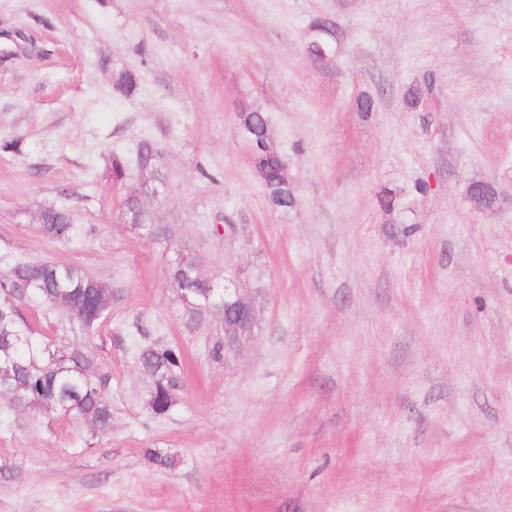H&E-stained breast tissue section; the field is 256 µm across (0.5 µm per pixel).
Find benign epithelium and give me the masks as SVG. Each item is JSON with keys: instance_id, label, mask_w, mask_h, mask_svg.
<instances>
[{"instance_id": "7a95c632", "label": "benign epithelium", "mask_w": 512, "mask_h": 512, "mask_svg": "<svg viewBox=\"0 0 512 512\" xmlns=\"http://www.w3.org/2000/svg\"><path fill=\"white\" fill-rule=\"evenodd\" d=\"M224 360L238 355L259 328L257 298L242 287L238 272L224 275Z\"/></svg>"}]
</instances>
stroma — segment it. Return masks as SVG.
<instances>
[{
  "label": "stroma",
  "instance_id": "stroma-1",
  "mask_svg": "<svg viewBox=\"0 0 512 512\" xmlns=\"http://www.w3.org/2000/svg\"><path fill=\"white\" fill-rule=\"evenodd\" d=\"M322 18L339 43L319 68L304 42ZM243 105L268 118L293 208L255 174ZM13 138L0 281L45 260L111 287L90 332L35 297L20 315L88 356L112 422L0 395V512H512V0H0ZM143 141L162 178L149 233L125 200L152 174L110 165ZM49 207L71 241L39 231ZM187 254L259 300L230 361L211 355L220 314L190 316L168 277ZM147 346L179 356L163 415Z\"/></svg>",
  "mask_w": 512,
  "mask_h": 512
}]
</instances>
